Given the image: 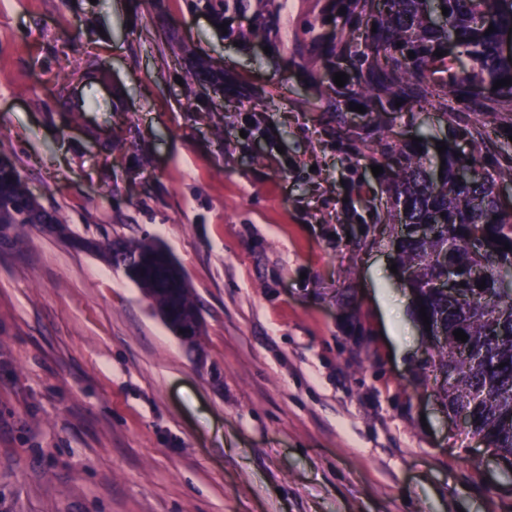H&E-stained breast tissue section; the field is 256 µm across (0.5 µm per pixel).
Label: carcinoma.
Returning a JSON list of instances; mask_svg holds the SVG:
<instances>
[{
    "mask_svg": "<svg viewBox=\"0 0 512 512\" xmlns=\"http://www.w3.org/2000/svg\"><path fill=\"white\" fill-rule=\"evenodd\" d=\"M386 9L373 20L376 31H366L365 49L351 64L348 80L336 95L344 102L332 103L339 112L349 105H361L372 115L357 134L363 156L374 158L381 152L390 156L392 164L385 181L387 218L401 225L395 236L400 265L414 273L417 299L414 314L422 321L419 309L426 307L430 322L441 327L443 341L430 347V363L418 366V381L426 384L432 378H443L441 398L450 413L469 415L468 427L486 447L504 460L512 457V297H501L496 288L503 264L512 265V211L504 209L496 193L497 184L512 180V162L486 166L482 155H457L452 147L443 154L430 152L429 137L410 145L392 147L385 141L377 114L396 108V103H426L433 109H445L443 117L449 125L477 144L487 142V124L461 126L464 119L448 114V99L478 104L488 116L512 112V84L499 88V96L475 97L471 89L491 86L501 79H512V53L507 55L501 36L512 28V0H386ZM284 0H196V9L210 15L220 25L232 16L251 13V25L244 38H261L271 45L284 40L281 16ZM495 14L492 33L482 17L489 7ZM447 9L442 26L430 22L429 9ZM329 25L327 16L310 20L304 38L294 42L299 63L311 73L317 72L320 55L336 53V42L322 40L321 30ZM454 43L452 56L436 57L433 52L448 50ZM414 57H408V53ZM472 165H467V161ZM470 167L468 180L459 171ZM0 214L9 224H57L68 227L56 210L45 209L21 180L17 171L0 172ZM414 224H433L436 234L430 239L418 238L410 230ZM131 250L119 251L112 240L97 242V254L116 268L130 274L146 296L174 307L195 306L189 287L172 294L164 270L149 261L153 243L133 242ZM511 246L505 251L503 247ZM459 268L458 288L472 297L468 307L460 305L452 295L425 290L427 283L442 277L448 265ZM483 267L482 278L470 276V269ZM485 287L477 289V283ZM461 329L468 339H455L453 331ZM483 353L476 361L470 351ZM504 367H499V364ZM484 392L480 400L475 392Z\"/></svg>",
    "mask_w": 512,
    "mask_h": 512,
    "instance_id": "1",
    "label": "carcinoma"
}]
</instances>
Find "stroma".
Instances as JSON below:
<instances>
[{
	"instance_id": "obj_1",
	"label": "stroma",
	"mask_w": 512,
	"mask_h": 512,
	"mask_svg": "<svg viewBox=\"0 0 512 512\" xmlns=\"http://www.w3.org/2000/svg\"><path fill=\"white\" fill-rule=\"evenodd\" d=\"M224 38L190 0H0V156L73 231L182 265V343L123 270L40 228L0 244V512H512V467L451 431L384 189L321 61ZM218 71L189 78L197 62ZM103 68L115 112L63 104ZM389 142L448 136L431 107Z\"/></svg>"
}]
</instances>
